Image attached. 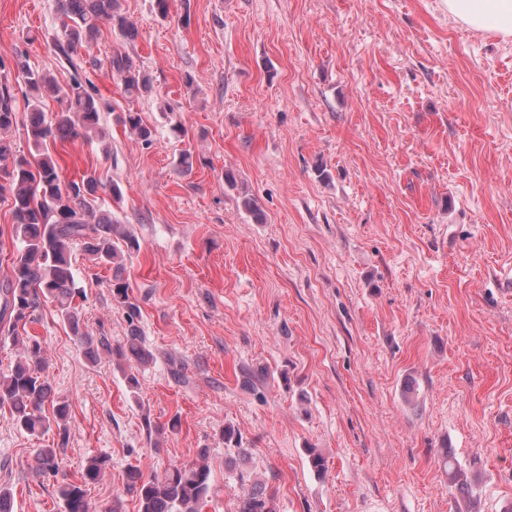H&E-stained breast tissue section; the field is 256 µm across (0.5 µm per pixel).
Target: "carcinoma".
Listing matches in <instances>:
<instances>
[{"label": "carcinoma", "instance_id": "cac0c4a2", "mask_svg": "<svg viewBox=\"0 0 512 512\" xmlns=\"http://www.w3.org/2000/svg\"><path fill=\"white\" fill-rule=\"evenodd\" d=\"M102 23L128 41L138 36V28L122 11L120 0H60L62 40L57 48L73 70L83 69L78 49L97 41ZM108 61L127 97L138 99L152 93L150 75L131 57L117 53ZM15 67L25 86V119H19L17 95L8 77L0 75V199L9 202L13 224L11 242L1 241L0 251L8 253L20 245L0 279V338L15 349V358L0 370V408H8L16 428L31 437L56 431L58 441L35 449L32 466L38 477H55L70 437L69 405L58 401L52 404V415L45 413L52 394L45 375V349L39 337L20 330L37 320L45 303H51L68 324L85 361L95 365L101 353L112 356L126 373L131 389L138 387L134 371L152 363L154 355L137 325L141 311L124 277L126 260L140 252L141 244L123 225L94 207L101 192L121 200L120 186L103 182L94 172L63 181L59 163L48 149L50 141L82 139L91 143L104 138L101 105L93 94V84L76 77L63 88L50 74L33 70L20 59L15 60ZM49 98L59 103L50 120L42 108ZM119 122L145 145L153 144L155 129L142 113L129 110L119 116ZM19 124L24 128L26 152L9 135ZM78 247L94 264L112 268V301L126 313L129 323L128 335L116 345L104 336H93L82 319L77 300L84 294L73 270ZM224 445L237 450L239 456L247 455L241 435L230 426L224 427ZM207 457L208 449L203 448L195 462L174 465L150 477L138 468L130 469L126 488L136 493L138 512H201L212 493ZM442 458L450 486L472 493L467 472L453 452L444 450ZM108 466V456H91L80 481L57 484L56 497L63 512H91L89 485L98 481ZM239 512H277L275 495L254 484L241 498Z\"/></svg>", "mask_w": 512, "mask_h": 512}]
</instances>
